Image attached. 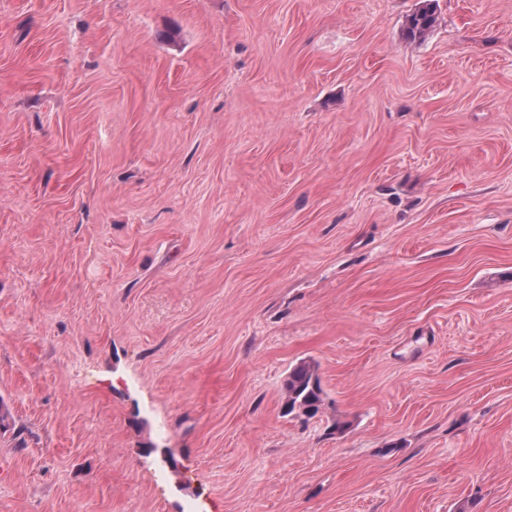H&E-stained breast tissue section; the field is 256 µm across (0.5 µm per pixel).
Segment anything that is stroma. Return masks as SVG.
<instances>
[{
  "mask_svg": "<svg viewBox=\"0 0 512 512\" xmlns=\"http://www.w3.org/2000/svg\"><path fill=\"white\" fill-rule=\"evenodd\" d=\"M421 5L0 0V512H512V0ZM435 22V10L431 4H427L409 16L407 33L413 38L421 37L434 26ZM288 403L284 404V413L291 414L297 408H304L310 417L315 416L324 401V391L317 373V367L307 361L296 364L283 383Z\"/></svg>",
  "mask_w": 512,
  "mask_h": 512,
  "instance_id": "1",
  "label": "stroma"
}]
</instances>
